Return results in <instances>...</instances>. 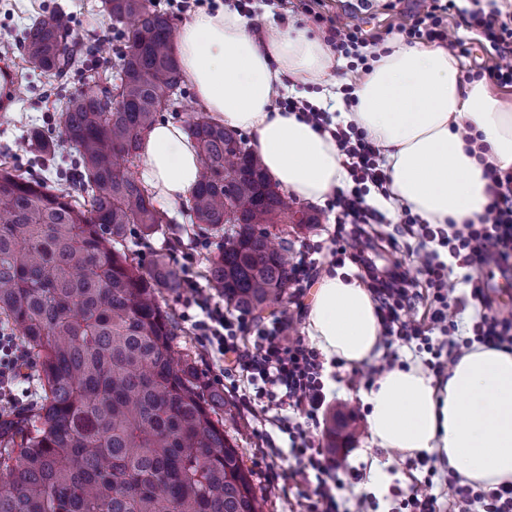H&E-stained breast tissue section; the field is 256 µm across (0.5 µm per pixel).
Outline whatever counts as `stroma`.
Instances as JSON below:
<instances>
[{
  "instance_id": "stroma-1",
  "label": "stroma",
  "mask_w": 512,
  "mask_h": 512,
  "mask_svg": "<svg viewBox=\"0 0 512 512\" xmlns=\"http://www.w3.org/2000/svg\"><path fill=\"white\" fill-rule=\"evenodd\" d=\"M60 8L70 15L84 45V62L63 81L30 75L17 36L31 19L49 15ZM414 8L415 0H373L371 14L365 15L355 11L354 0H325L324 12L331 17L352 13L354 23L361 27L366 38L378 37L386 42L408 26ZM443 27L449 40L465 42L463 51L458 54L459 80H466L479 67L490 64V54L477 41L471 40L457 18L448 17ZM125 50L126 43L113 30L104 0H0V65L10 66L22 81L21 88L14 90L7 110L0 111V166L16 168L24 176L58 186L55 174L37 165L33 153L25 149L26 132L36 126L57 134L55 118L63 99L79 89L90 72H98L103 77L111 75L113 65L118 63ZM288 205L294 210L313 211L320 218L318 224L302 230L289 224L278 226L279 235L288 238L293 249H300L305 243H325L336 235V214L327 206L294 198L289 199ZM168 212L174 222L165 231L146 238L139 228L131 229L126 241L129 253L145 266L151 265L157 256H165L174 266L188 269L204 295L220 300V293L205 277L209 260L218 248V239L200 236L195 225L180 217L178 206L169 205ZM403 218L400 211L387 213L385 223L367 225L362 234L370 265L365 268L355 263L351 270L366 285L377 284L396 267L416 266L418 239L406 231ZM476 272L487 285L485 297L477 301L471 299L468 290H459V297L465 301L463 318L480 312L512 309V271L505 270L496 257L490 255L478 265ZM184 298V293L179 292L164 294L161 299L162 306L175 315L174 348L195 357L202 382L223 390L225 399L232 402V411L224 416V429L235 440L245 466L254 470L257 487L268 497L265 512H303L305 496L312 488L307 484L295 487L288 483V473L295 468L296 462L288 454L287 433L273 422L277 413L275 404L261 401L255 409L243 407L241 400L251 394V387L242 373L225 371L217 354L198 335L192 318L187 315ZM366 382V370H359L355 375L342 372L335 387L328 389L326 403L310 432L321 444H328L333 413L338 410L349 413L357 431L353 442L342 452L345 460V469L340 474L344 482L343 497L353 503L358 497L367 495L368 471L375 464L386 470L392 480L386 494L375 499L368 512H400L401 500L409 494L415 482L423 480L426 471L420 467L418 458L392 454L372 446L366 419L368 410L356 396Z\"/></svg>"
}]
</instances>
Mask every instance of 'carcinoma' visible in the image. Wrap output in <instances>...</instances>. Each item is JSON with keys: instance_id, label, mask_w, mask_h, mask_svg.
<instances>
[{"instance_id": "obj_1", "label": "carcinoma", "mask_w": 512, "mask_h": 512, "mask_svg": "<svg viewBox=\"0 0 512 512\" xmlns=\"http://www.w3.org/2000/svg\"><path fill=\"white\" fill-rule=\"evenodd\" d=\"M126 39L112 79L87 77L56 116L59 139L33 128L38 160L66 162L67 188L0 168V314L21 337L42 388L15 420H0V512H264L253 473L224 432V393L176 354L162 290L182 287L165 259L144 267L119 248L132 226L150 236L172 223L132 168L142 134L181 96L172 20L154 0H104ZM30 69L61 78L81 63L70 17L56 10L21 34ZM185 129L202 162L183 217L222 244L209 280L228 304L261 314L283 301L288 239L315 214L288 210L261 159L204 112ZM331 448L356 432L339 412Z\"/></svg>"}]
</instances>
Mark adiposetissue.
Wrapping results in <instances>:
<instances>
[{"mask_svg": "<svg viewBox=\"0 0 512 512\" xmlns=\"http://www.w3.org/2000/svg\"><path fill=\"white\" fill-rule=\"evenodd\" d=\"M175 52L207 111L250 134L268 179L285 193L321 205L345 183L335 139L271 108L309 85L339 86L335 56L322 40L295 27L259 38L253 19L227 5L184 22ZM458 72L447 48L392 38L338 116L382 150L391 204L430 224L478 221L488 203L486 166L512 169V105L484 82L461 87ZM142 157L145 183L166 201L185 200L199 179L200 157L180 125H154ZM304 331L325 360L350 370L381 354L372 294L346 270L317 281ZM358 396L370 408L375 447L434 457L466 484H512V350L473 344L440 378L410 357Z\"/></svg>", "mask_w": 512, "mask_h": 512, "instance_id": "obj_1", "label": "adipose tissue"}]
</instances>
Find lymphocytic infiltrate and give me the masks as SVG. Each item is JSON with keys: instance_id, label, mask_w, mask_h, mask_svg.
<instances>
[{"instance_id": "obj_1", "label": "lymphocytic infiltrate", "mask_w": 512, "mask_h": 512, "mask_svg": "<svg viewBox=\"0 0 512 512\" xmlns=\"http://www.w3.org/2000/svg\"><path fill=\"white\" fill-rule=\"evenodd\" d=\"M322 0H298L302 13L325 24V39L337 51L358 50L366 43L361 29L338 19H327L316 10ZM456 13L466 30L498 58L495 65L480 68V76L495 86L512 88V14L484 11L483 8H461L456 0H422L414 11L411 24L404 33L408 42H441L445 40L442 23L445 15ZM274 109L297 113L300 120L310 123L320 132L330 133L345 157L344 164L354 186L351 190L337 189L331 208L336 211L337 223H383L384 217L365 202L363 188L372 184L387 190L389 178L380 163V150L354 126L333 124L328 112L309 102L275 99ZM487 191L489 202L479 222L444 226L424 223L419 216L406 214L405 222L415 228L423 243L429 244L415 271L394 275L386 287L377 289L378 315L385 342L398 339H421L423 331L416 321L407 317L416 298L413 289L416 274L426 275L438 304L432 319L434 324L449 322L448 309L459 285H467L473 298L483 296L482 280L472 275V268L483 259L486 249H493L499 263L512 267V172L490 169ZM344 236L333 238L328 248L304 245L291 271V285L296 294H303L319 269L318 253L328 251L330 256L347 253ZM446 248L457 267L464 269L462 278L452 277L444 262L439 261L438 248ZM186 307L201 308L206 317L197 321L196 328L225 362L239 368L255 386L257 398L275 401L279 419L289 426L290 453L297 467L295 476L314 479L312 496L308 497L306 512H366L365 499H358L355 509H348L339 492L343 482L339 477V462L315 443L303 428V421H316L326 400L322 380L324 365L319 353L306 346L301 338L290 336L291 321L281 314L267 325L257 327L250 345H242L246 327L245 315H232L223 307L210 305L199 296L198 289H190ZM474 339L483 344L512 348V311L500 314H477L471 325ZM480 506L481 512H512V485L495 488H475L462 484L457 474L448 476V506L453 512H470L471 506Z\"/></svg>"}]
</instances>
